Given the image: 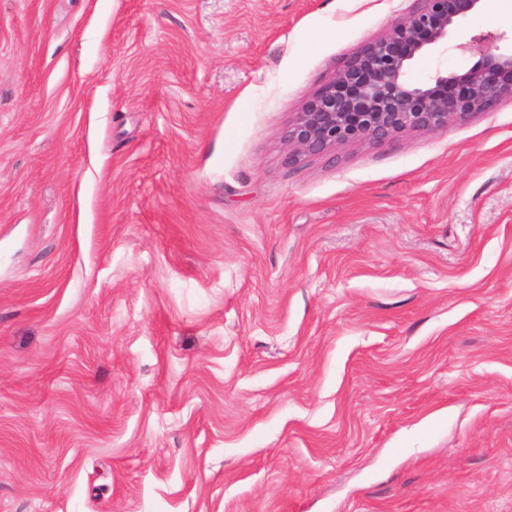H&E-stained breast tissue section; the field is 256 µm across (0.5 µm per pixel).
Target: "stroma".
Here are the masks:
<instances>
[{
	"instance_id": "1",
	"label": "stroma",
	"mask_w": 512,
	"mask_h": 512,
	"mask_svg": "<svg viewBox=\"0 0 512 512\" xmlns=\"http://www.w3.org/2000/svg\"><path fill=\"white\" fill-rule=\"evenodd\" d=\"M415 6L0 0V512H512V99L286 160Z\"/></svg>"
}]
</instances>
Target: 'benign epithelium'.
I'll return each instance as SVG.
<instances>
[{
	"instance_id": "7a95c632",
	"label": "benign epithelium",
	"mask_w": 512,
	"mask_h": 512,
	"mask_svg": "<svg viewBox=\"0 0 512 512\" xmlns=\"http://www.w3.org/2000/svg\"><path fill=\"white\" fill-rule=\"evenodd\" d=\"M483 0H417L381 37L349 55L288 126L287 159L338 144H383L409 131L438 132L512 98V47L491 43L468 70L409 81L413 60L448 42Z\"/></svg>"
}]
</instances>
